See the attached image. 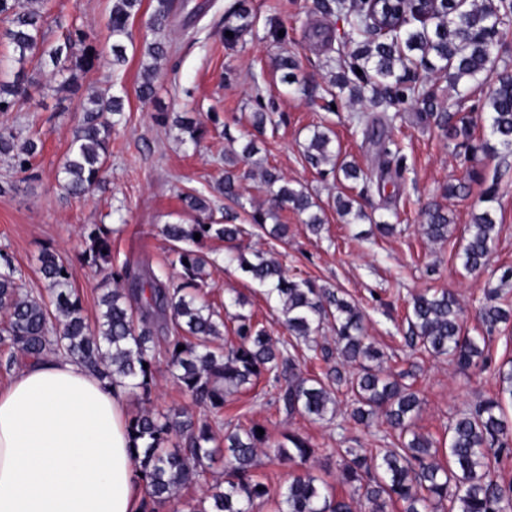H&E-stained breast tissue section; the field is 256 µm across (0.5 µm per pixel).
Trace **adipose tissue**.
I'll return each instance as SVG.
<instances>
[{
	"mask_svg": "<svg viewBox=\"0 0 512 512\" xmlns=\"http://www.w3.org/2000/svg\"><path fill=\"white\" fill-rule=\"evenodd\" d=\"M127 398L60 355L0 390V512H140Z\"/></svg>",
	"mask_w": 512,
	"mask_h": 512,
	"instance_id": "adipose-tissue-1",
	"label": "adipose tissue"
}]
</instances>
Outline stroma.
<instances>
[{"label":"stroma","mask_w":512,"mask_h":512,"mask_svg":"<svg viewBox=\"0 0 512 512\" xmlns=\"http://www.w3.org/2000/svg\"><path fill=\"white\" fill-rule=\"evenodd\" d=\"M170 2L171 25L164 36L168 54L159 63L155 95L147 101L139 98L137 88L144 45L153 39L146 21L155 0H142L139 12L129 21L132 40L126 45L125 63L102 62L83 76L75 96L61 88L51 66L38 65L33 59L18 65L12 49L0 45V79L13 80L21 70L30 80L26 97L12 111L0 112V129L12 130L17 142L31 139L38 145L24 171L16 168L11 157L0 156V250L13 257L27 289L36 294L46 291L39 273L42 252L49 249L66 258L72 286L92 323L97 319L103 282L94 268L78 259L84 248L85 225L111 228L113 266L138 261L155 273L173 277L178 268L172 263V245L161 229L166 224L194 223L195 213L184 209L181 198L188 193L199 195L208 203L214 220L228 213L236 216L244 229L235 245L207 239L199 246L209 259L203 292L225 326H232L236 314H251L273 338L283 335L275 301L242 274L237 264L227 262L233 246L248 257L256 252L273 256L288 276L342 289L364 310L367 335L384 354L385 372L418 393L422 408L416 431L441 440L459 413L495 392L498 367L512 359V324L500 326L487 337L483 362L463 370L448 358H436L406 345L409 301L428 288L447 289L465 311L468 334L479 335L478 309L486 301V291L500 287L502 270L512 267V156L492 152L466 156L463 148L454 147L434 124L416 120L418 105H405L404 119L397 122L393 136L405 147L406 178H386L381 190L360 199L368 220L346 223L333 200L337 194L351 193L353 181L319 173L303 154L310 130L321 124L334 132L348 161L364 170L376 165V145L349 121L351 113L360 111V104L345 96L337 101L335 111L325 107L329 59L347 40L343 15L327 13L322 0ZM112 5L113 0H49L48 34L54 39L62 28H77L89 43L110 53ZM242 7L250 13L249 26L243 31L236 16ZM278 28L287 31L286 40L274 37ZM287 51L300 61L297 76L305 82L306 92L282 81L277 62ZM104 91L123 99L121 114L113 118L106 182L86 197L66 196L61 165L79 124L78 99ZM259 91L274 101L272 120L260 129L251 122ZM162 112L200 121L197 143H188L186 131L173 122L158 121ZM250 140L265 167L275 169L293 186H306L321 205L323 228L319 234H312L304 215L289 207L278 211L280 223L288 227L285 239H271L252 223L254 208L267 207L268 196L251 161L240 155L242 145ZM228 169L239 178L241 202L217 191ZM475 170L482 172V180L472 179ZM490 178L497 181L498 237L489 267L471 274L463 269L458 254L464 227L483 208L481 199ZM451 183L463 185V193L448 195L445 188ZM431 204L447 211L453 225L442 244L428 241L421 230L425 209ZM378 220L397 221L398 232L380 236L374 230ZM237 296L242 299L238 305L233 302ZM154 377L151 403L129 400L128 414L184 407L205 417V410L194 407L167 363L157 364ZM275 393L271 381L260 379L255 390L228 399L214 426L220 435L240 423L265 428L267 447L259 451L253 474L274 494L284 491L292 476L306 470L335 494L352 496V488L340 478V449L397 445L384 421L366 429L350 419L345 410L350 400L346 388L336 393L341 407L330 422L286 413ZM288 433L308 438L318 447V455L303 466L270 460L267 448L283 442Z\"/></svg>","instance_id":"1"}]
</instances>
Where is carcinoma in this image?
<instances>
[{"label":"carcinoma","mask_w":512,"mask_h":512,"mask_svg":"<svg viewBox=\"0 0 512 512\" xmlns=\"http://www.w3.org/2000/svg\"><path fill=\"white\" fill-rule=\"evenodd\" d=\"M39 0H0V38H5L22 64L28 58L49 60L61 85L77 88L79 74L101 64L97 48L86 42L82 33H68L63 40L50 42L44 31L45 19ZM141 6V0H115L109 28L115 41L113 64L125 61L122 41L131 37L128 22ZM322 7L343 12L354 47L339 55V72L330 86L338 93L376 107L397 108L408 101L423 105L419 119L432 120L448 139L467 153H512V71L499 68L500 54L506 51L509 0H448L429 15L414 6L398 30L376 34L371 29L365 0H342ZM170 0H157L149 26L163 34L170 25ZM167 54L162 39L145 43L144 56L153 64L144 67L138 94L149 100L154 94L157 64ZM278 66L283 81L297 82L298 61L285 56ZM362 74H357L356 70ZM442 75L455 92L450 111L437 110L434 89L420 73ZM491 83L487 97L485 122L489 138L473 143L472 120L463 112L474 84ZM27 93L24 70L14 80L0 82V112L9 111ZM260 110L252 113L253 125L261 129L269 118L264 108L274 105L256 90ZM81 125L71 152L62 163L64 189L82 197L99 187L112 133L109 114L122 111V98L98 93L79 101ZM395 112L381 118L365 112L351 115L352 124L364 125L378 146V158L388 165L396 162L395 174L405 178L406 157L392 137ZM334 132L315 126L304 146V156L312 167L331 166L344 179L360 181L368 192L380 183L341 157L333 145ZM15 135L0 130V154L14 155L20 169H26L37 153V144L29 140L15 152ZM262 183L273 206L253 215L255 223L272 238L282 240L288 225L266 220L277 219L276 210L291 206L299 214H309L307 227L319 234L323 220L310 209L316 206L304 188L295 189L265 169ZM224 196L239 201L237 177L226 171L220 184ZM495 186L485 192L486 207L464 230L465 244L460 258L465 270L485 269L491 259L498 235L493 203ZM336 212L347 223L366 217L362 205L353 196H336ZM451 224L440 208L427 211L422 233L432 243L448 240ZM215 237L228 243L243 233L238 224H166L165 237L174 243ZM86 248L81 259L104 273L111 288L100 297V314L95 326L83 315L79 296L71 284L69 263L59 254L46 251L40 259V273L50 300L25 288L10 257L0 254V310L6 321L0 325V343L19 352L30 365L41 362L50 353H62L80 359L108 386L121 385L128 393L146 403L155 389L154 367L164 359L173 368L181 387L195 404L214 417L224 409L227 398L242 388H254L262 375L269 374L278 383L277 402L285 411L299 412L312 421L336 416L333 386L344 384L353 394L351 417L364 427L382 416L398 433L401 447L381 448L372 453L365 448L344 449L341 471L343 483L360 493L359 499L339 496L308 472L295 475L280 494L277 512H389L399 503L403 512H512V480H500L493 474L487 448L497 446L496 456H512V423L503 412L502 402L512 401V360L509 368L498 371L499 390L481 400L474 409L459 414L448 426L441 446L415 430L420 400L410 387L401 384L381 369L383 353L368 340L365 315L340 289L324 288L309 279L286 275L282 265L263 253L249 260L241 254H228L251 280L275 298L281 325L288 336L301 340L312 357L327 362L329 348L317 341L324 326L332 327L336 352L344 364L356 372L345 377L336 369L316 375L296 372L294 355L288 342L274 340L251 315L236 316L235 342L224 351L211 343L222 336L224 321L210 304L199 296L207 277V258L197 251L178 248L180 272L177 279L163 278L148 267L128 263L112 267L110 230L103 225L85 227ZM488 302L480 310L487 334L500 324L512 322V307L494 300L499 289L487 291ZM409 336L406 342L419 346L435 357H446L462 368L476 364L482 357L480 343L485 338L468 336L463 329L462 308L456 296L446 290L427 289L412 298L407 316ZM164 336H158V332ZM183 350H178V347ZM127 426L133 438L135 477L143 488L142 512L158 509L176 498L179 490L193 483L207 482V473L215 455L224 452V482L208 486L205 494L185 504L182 512H258L271 496L267 485L252 474L258 448L265 436L258 425L238 424L224 434V448L215 445L211 420L194 419L186 411L170 409L163 413L139 412ZM319 449L305 437L290 434L286 442L272 449L273 460L306 463Z\"/></svg>","instance_id":"cac0c4a2"}]
</instances>
